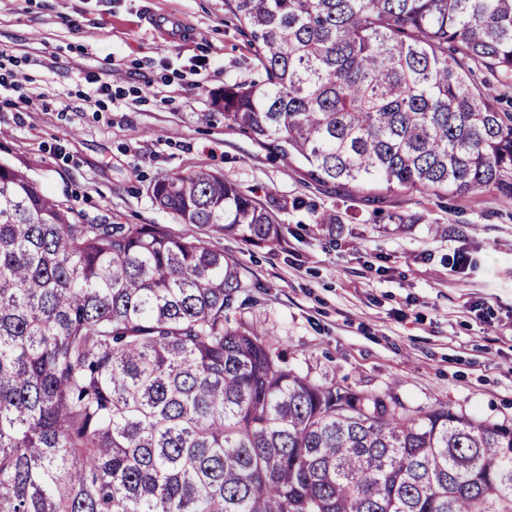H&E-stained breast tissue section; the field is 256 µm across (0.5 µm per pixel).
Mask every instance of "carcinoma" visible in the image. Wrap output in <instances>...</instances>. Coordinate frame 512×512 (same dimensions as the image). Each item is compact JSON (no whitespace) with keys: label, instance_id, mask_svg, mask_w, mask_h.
Listing matches in <instances>:
<instances>
[{"label":"carcinoma","instance_id":"cac0c4a2","mask_svg":"<svg viewBox=\"0 0 512 512\" xmlns=\"http://www.w3.org/2000/svg\"><path fill=\"white\" fill-rule=\"evenodd\" d=\"M258 82L224 123L317 183L512 200V0H231ZM163 224H84L0 163V512H512V423L321 384L231 324L220 240L279 241L207 170L155 181ZM471 76L484 94L493 100L499 112L512 113V75H491L477 68L474 64Z\"/></svg>","mask_w":512,"mask_h":512}]
</instances>
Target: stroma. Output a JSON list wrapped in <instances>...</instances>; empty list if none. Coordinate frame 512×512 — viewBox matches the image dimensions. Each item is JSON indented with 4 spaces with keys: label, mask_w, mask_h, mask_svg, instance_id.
I'll list each match as a JSON object with an SVG mask.
<instances>
[{
    "label": "stroma",
    "mask_w": 512,
    "mask_h": 512,
    "mask_svg": "<svg viewBox=\"0 0 512 512\" xmlns=\"http://www.w3.org/2000/svg\"><path fill=\"white\" fill-rule=\"evenodd\" d=\"M230 0H0V163L86 221L163 224L158 178L199 169L259 203L281 240L221 246L244 308L288 368L512 421V203L307 181L224 122L214 97L258 80ZM342 218L328 237L315 222Z\"/></svg>",
    "instance_id": "stroma-1"
}]
</instances>
